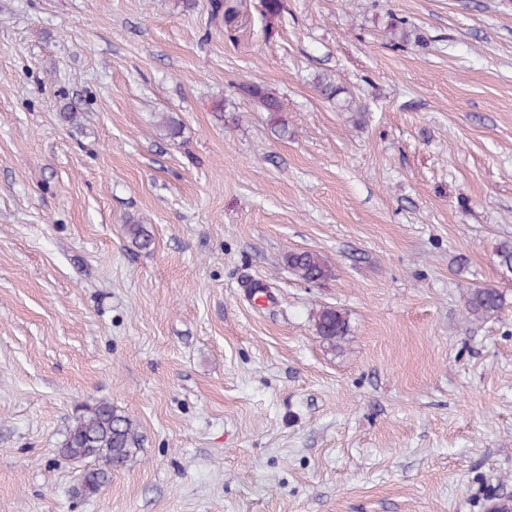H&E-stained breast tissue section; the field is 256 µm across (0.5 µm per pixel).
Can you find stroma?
I'll return each instance as SVG.
<instances>
[{
    "label": "stroma",
    "instance_id": "obj_1",
    "mask_svg": "<svg viewBox=\"0 0 512 512\" xmlns=\"http://www.w3.org/2000/svg\"><path fill=\"white\" fill-rule=\"evenodd\" d=\"M258 8L227 29L209 0H0V512L512 495V5L285 0L268 37ZM299 250L331 277L291 272ZM484 287L502 309L465 317ZM326 306L349 323L333 345ZM102 400L141 449L87 499L59 450ZM239 93L256 101L263 111L270 112L273 116L281 112L279 100L272 94L266 92L258 83L250 82L239 86ZM288 269L307 283L317 284L332 275L331 266L327 260L313 251H291L285 255ZM316 331L323 340L336 344L349 332L347 316L336 307H323L316 319Z\"/></svg>",
    "mask_w": 512,
    "mask_h": 512
}]
</instances>
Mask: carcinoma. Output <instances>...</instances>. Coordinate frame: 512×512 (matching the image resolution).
Returning a JSON list of instances; mask_svg holds the SVG:
<instances>
[{"label":"carcinoma","mask_w":512,"mask_h":512,"mask_svg":"<svg viewBox=\"0 0 512 512\" xmlns=\"http://www.w3.org/2000/svg\"><path fill=\"white\" fill-rule=\"evenodd\" d=\"M210 4L212 14L223 15L226 24L238 14L239 5L231 0H210ZM284 9V0H260V14L267 21L280 16ZM316 82L328 98H336L342 93L332 74L322 73L316 77ZM239 93L256 101L265 112L274 115L281 111L279 100L256 82L240 85ZM126 229L137 247L147 249L152 245V235L145 225L133 222L126 225ZM496 254L499 266L512 272V240L501 242ZM285 263L289 270L307 283L317 284L332 275L331 266L317 252L290 251L285 255ZM503 304L504 297L498 289L477 288L468 295L465 311L470 316H485L499 310ZM316 331L322 339L335 344L349 332L347 316L333 306H326L317 316ZM138 453L136 422L107 401L86 404L78 409L61 448L62 456L69 460L93 463L81 476L80 492L87 498L100 493L110 481L112 471L135 464Z\"/></svg>","instance_id":"cac0c4a2"}]
</instances>
